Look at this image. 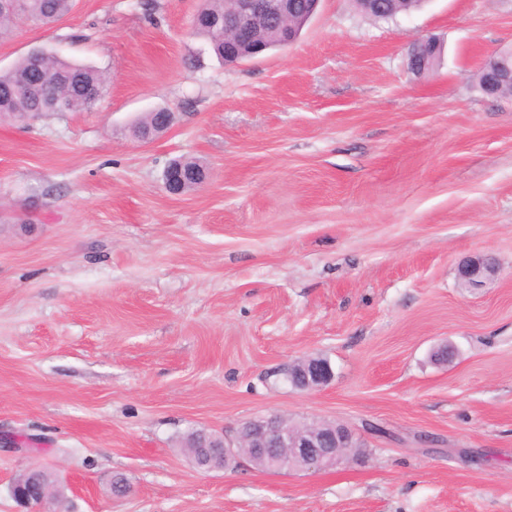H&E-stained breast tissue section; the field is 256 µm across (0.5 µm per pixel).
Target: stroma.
I'll use <instances>...</instances> for the list:
<instances>
[{
    "label": "stroma",
    "instance_id": "35a3bbf8",
    "mask_svg": "<svg viewBox=\"0 0 512 512\" xmlns=\"http://www.w3.org/2000/svg\"><path fill=\"white\" fill-rule=\"evenodd\" d=\"M142 1L0 37V69L52 48L107 75L92 109L0 119V434L21 442L0 512H512V96L474 81L512 45V0L388 21L321 0L234 66L195 34L201 0ZM427 35L443 55L417 77ZM158 107L175 125L138 141ZM178 158L207 178L173 195ZM475 254L498 273L468 288ZM309 356L333 379L292 388ZM269 415L347 424L364 454L276 474L181 450ZM34 467L63 501H15ZM182 161H183V165L186 169H189L193 172H203V170H204L206 176L204 179H202L200 181L192 182L185 189L186 180H185V176L183 174L182 167L179 165V163L177 161L171 162L165 171V186H166L167 190L169 191V193L174 194V195L181 194L184 191V189L185 190L191 189V188L203 183L207 177L206 168L200 162L194 161V160H188V159H183Z\"/></svg>",
    "mask_w": 512,
    "mask_h": 512
}]
</instances>
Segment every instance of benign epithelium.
I'll use <instances>...</instances> for the list:
<instances>
[{"mask_svg": "<svg viewBox=\"0 0 512 512\" xmlns=\"http://www.w3.org/2000/svg\"><path fill=\"white\" fill-rule=\"evenodd\" d=\"M291 0H230V7L224 12V30L238 45L250 46V58H257L268 48L261 40V29L274 26L293 17ZM496 63L488 69L484 90L486 95L495 96L505 86L512 85V47L495 53ZM165 186L169 193L178 195L186 186L182 167L173 161L165 171ZM496 263L485 255H475L464 260L458 268L459 278L468 287H479L497 275ZM303 390H319L333 377L330 362L322 357L306 358ZM279 417H263L244 422L236 441L220 442L223 448L222 462L203 464L202 471H215L233 463H243L244 453L259 455L268 460L274 472L302 471L317 472L334 464L344 454L352 429L343 423L325 426L321 423H307L301 429L277 424ZM41 470L28 471L30 479L19 480L12 487V495L20 504L30 507L40 505L48 499L49 490L40 491L37 499L27 494V486L36 482Z\"/></svg>", "mask_w": 512, "mask_h": 512, "instance_id": "7a95c632", "label": "benign epithelium"}]
</instances>
